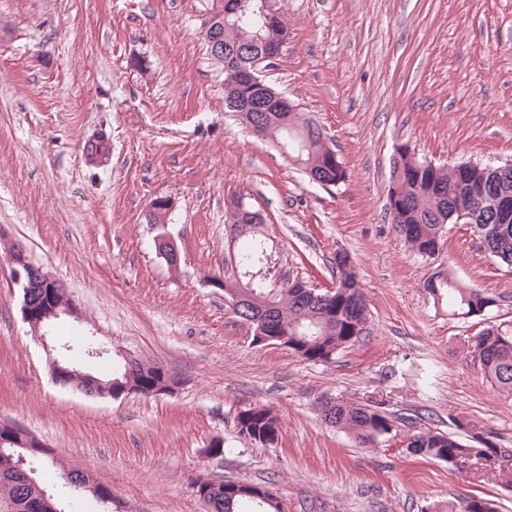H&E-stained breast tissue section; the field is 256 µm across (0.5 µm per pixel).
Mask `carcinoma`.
I'll list each match as a JSON object with an SVG mask.
<instances>
[{"mask_svg": "<svg viewBox=\"0 0 512 512\" xmlns=\"http://www.w3.org/2000/svg\"><path fill=\"white\" fill-rule=\"evenodd\" d=\"M209 17L216 19L224 34L227 54L216 61L224 71V106L236 114L246 126L265 127L266 138L288 158L334 186L346 177L339 156L327 146L324 132L314 133L313 119L303 112H254L246 108V100L262 96L261 90L244 83L240 78L239 62L230 57L235 48H245L257 37L288 41V24L283 15L271 18L260 15L251 6L237 7L235 0H216ZM399 159L390 171L387 205L391 223L395 224L412 253L429 257L443 246L442 238L449 219L479 214L472 234L482 239L485 253L493 260L512 266V223L494 221V206L499 199L512 201V177L497 176L486 164L470 162L456 166H439L422 161L406 144L397 147ZM228 241L233 250L226 260L227 279L235 273L251 272L255 279L242 278L241 292L247 296L238 318L258 315L265 320L268 333L285 340L288 348L305 361L326 362L347 344L355 341L368 320V308L363 289L349 256L336 254L338 278L331 298H320L322 292L301 288L281 274V251L265 225L243 219L229 224ZM426 288L436 295L448 294L452 315H476L492 299L478 288L462 287L449 278L430 281ZM471 360H479L485 377L498 390L512 393V335L489 328L475 338ZM138 371L132 376L133 389L143 395L151 394L156 382L165 372L162 368L137 362ZM329 424L352 434L361 445H373L393 429L391 418L382 403L336 401L323 413ZM239 434L252 441L266 438L272 443L279 437V420L264 407L254 406L237 415ZM477 444L468 445L456 437L440 432L418 431L408 438L407 449L428 457L457 465V460L473 453L484 458L482 466L494 469L495 460L512 448H500L476 432ZM16 449L5 448L0 453V506L10 512H35L34 505L47 492L38 476L17 483L12 474L10 457ZM233 482L225 481L206 500L208 512H281L280 502L262 505L231 489ZM461 512H496L492 500L470 497L463 500Z\"/></svg>", "mask_w": 512, "mask_h": 512, "instance_id": "carcinoma-1", "label": "carcinoma"}]
</instances>
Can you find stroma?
<instances>
[{
    "instance_id": "obj_1",
    "label": "stroma",
    "mask_w": 512,
    "mask_h": 512,
    "mask_svg": "<svg viewBox=\"0 0 512 512\" xmlns=\"http://www.w3.org/2000/svg\"><path fill=\"white\" fill-rule=\"evenodd\" d=\"M212 0H0V423L35 435L112 491V512H206L196 482L276 492L282 512H446L476 496L512 512V460L495 472L448 465L402 442L428 429L476 430L512 448V394L468 349L512 333V267L450 224L432 257L413 254L386 213L397 146L438 165L512 161V0H281L290 38L267 80L315 117L347 171L308 183L269 141L224 111V74L199 39ZM107 162L88 163L96 136ZM263 212L291 275L336 285L348 253L369 310L355 343L326 362L253 341L217 281L226 203ZM174 205L181 256L155 247L151 202ZM62 281L80 316L35 335L5 247ZM493 303L456 318L426 289L436 277ZM174 383L160 395L88 397L54 382L74 335ZM377 398L395 422L378 447L328 425L330 399ZM279 419L276 443L238 433L246 407ZM216 440L226 451L208 458Z\"/></svg>"
}]
</instances>
